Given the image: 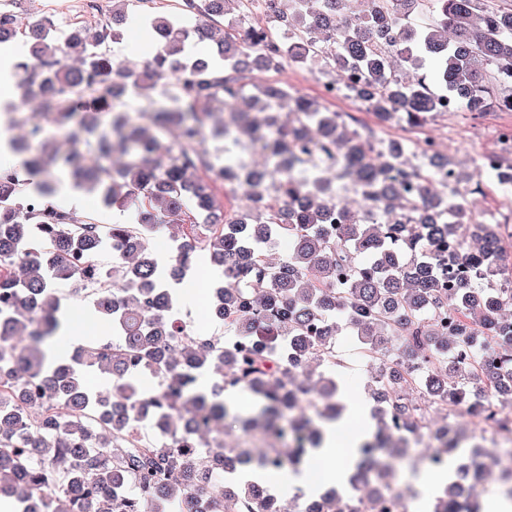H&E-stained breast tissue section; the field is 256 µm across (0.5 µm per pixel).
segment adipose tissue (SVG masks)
<instances>
[{"mask_svg":"<svg viewBox=\"0 0 512 512\" xmlns=\"http://www.w3.org/2000/svg\"><path fill=\"white\" fill-rule=\"evenodd\" d=\"M361 409V403L351 404L344 427L331 433L325 447L318 449L313 467L290 475H272V482L293 485L313 493L322 482L341 481L347 466L354 464L357 446L367 431L361 418Z\"/></svg>","mask_w":512,"mask_h":512,"instance_id":"obj_1","label":"adipose tissue"}]
</instances>
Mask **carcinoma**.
I'll return each instance as SVG.
<instances>
[{
    "label": "carcinoma",
    "instance_id": "cac0c4a2",
    "mask_svg": "<svg viewBox=\"0 0 512 512\" xmlns=\"http://www.w3.org/2000/svg\"><path fill=\"white\" fill-rule=\"evenodd\" d=\"M147 2L109 0L97 27L55 32L46 19L19 27L11 0H0V43L19 38L27 48L16 65L24 97L44 90L41 111L14 113L22 165L0 171V281L13 285L0 291V501L10 512H168L174 501L188 512H381L395 463L416 455L411 441L429 410L480 400L485 421L512 431V287H502L500 225L480 221L466 198L479 171L437 154L415 164L401 140L374 151L321 98L249 78L320 58L331 79L362 76L347 92L381 126L420 127L450 95L471 112H512V6L436 0L431 20L412 24L422 0L366 5L357 20L343 13L345 0H266L280 51L221 22L229 3L237 22L257 0H183L195 29L145 12ZM129 20L155 44L140 62L111 54ZM405 67L418 72L414 81L401 79ZM95 73L112 83H95ZM241 142L262 147V167L226 149ZM496 162L499 184L512 185V158ZM394 166H446L448 183L416 191L389 176ZM223 180L261 195L229 217L217 201ZM63 181L129 220L105 227L74 215L54 201ZM339 181L360 191L362 210L340 201ZM159 222L179 246L166 263L147 238ZM282 237L288 254L272 263L266 253ZM115 239L125 251L105 268L95 257ZM202 257L224 268L208 296L222 336L184 326L170 288ZM72 279L93 295L87 317L111 325L112 339L62 359L58 288ZM344 327L378 364L377 429L358 447L355 495L331 488L310 503L300 490L280 499L257 481L240 483L244 466L297 471L322 446L321 424L344 410L333 348ZM492 345L495 375L482 364ZM191 369L220 383L209 394L164 390ZM227 387L261 401L242 419L274 439L257 458L224 446V420H239L214 400ZM303 393L308 411L292 404ZM144 427L157 436L143 438ZM497 464L471 444L429 512H483L482 491L466 495L464 485Z\"/></svg>",
    "mask_w": 512,
    "mask_h": 512
}]
</instances>
